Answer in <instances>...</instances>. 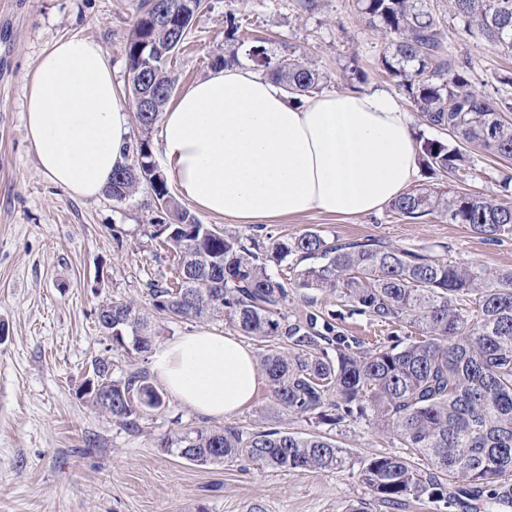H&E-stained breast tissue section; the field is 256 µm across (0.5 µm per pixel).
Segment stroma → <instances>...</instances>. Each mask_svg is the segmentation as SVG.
I'll list each match as a JSON object with an SVG mask.
<instances>
[{
    "label": "stroma",
    "instance_id": "stroma-1",
    "mask_svg": "<svg viewBox=\"0 0 512 512\" xmlns=\"http://www.w3.org/2000/svg\"><path fill=\"white\" fill-rule=\"evenodd\" d=\"M143 0H0V512H346L367 502L370 512H394L361 481L364 461L393 455L396 443L367 417L333 424L278 410L269 383L253 401L217 421L166 397L130 432L100 414L81 393L97 358L114 375L149 370L150 356L132 359L97 322L100 304L135 300L150 310L145 283L173 275L167 251L150 234L157 216L150 196L123 202L69 197L39 170L23 122L25 82L42 54L62 38L96 41L109 54L112 78L128 94L124 43ZM205 0L171 63L177 91L211 68L215 57L251 60L303 57L324 76L323 90L343 91L347 68L364 73L360 90L382 88L400 108L414 106L381 71L386 41L358 17L353 0ZM441 34L470 62L475 86L494 98L512 97L500 81L512 72V53L491 48L453 19L449 0H427ZM240 29L227 34V16ZM504 166L478 153L472 169L439 182L419 175L416 187L439 186L476 194L495 191ZM313 228L330 239L376 237L432 257H464L512 268V236L486 241L465 225L427 216L409 220L390 209L368 217L317 212L270 224L277 236ZM316 305L339 312L341 331L373 347L387 343L391 326L347 314L338 296L316 293ZM274 426L305 436L319 433L345 451L343 469L280 471L239 461L197 466L161 450L168 433L187 427Z\"/></svg>",
    "mask_w": 512,
    "mask_h": 512
}]
</instances>
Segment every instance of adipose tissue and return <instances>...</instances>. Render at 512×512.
<instances>
[{
	"label": "adipose tissue",
	"instance_id": "adipose-tissue-1",
	"mask_svg": "<svg viewBox=\"0 0 512 512\" xmlns=\"http://www.w3.org/2000/svg\"><path fill=\"white\" fill-rule=\"evenodd\" d=\"M25 125L41 173L71 197L103 195L130 161L126 102L97 42L61 39L41 56L26 79ZM158 137L168 180L196 210L236 224L374 215L418 176L410 117L385 91L298 101L246 63L196 80L162 113ZM151 370L216 419L247 406L262 381L254 353L211 327L161 345Z\"/></svg>",
	"mask_w": 512,
	"mask_h": 512
}]
</instances>
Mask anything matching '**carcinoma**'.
Instances as JSON below:
<instances>
[{
  "label": "carcinoma",
  "mask_w": 512,
  "mask_h": 512,
  "mask_svg": "<svg viewBox=\"0 0 512 512\" xmlns=\"http://www.w3.org/2000/svg\"><path fill=\"white\" fill-rule=\"evenodd\" d=\"M467 32L512 52V0H450ZM368 27L388 41L380 65L405 92L421 125L451 141L417 137L420 164L444 179L472 168L471 154L512 159V103L493 99L473 85L467 59L447 48L440 21L426 0H356ZM169 31L143 9L123 51L129 92L173 86ZM285 92L299 99L319 89L321 73L300 58L276 63ZM133 111L130 163L112 174L108 193L122 202L145 188L164 218L151 237L174 253L175 276L146 282L152 306L173 320L222 318L245 336L284 342L286 351L261 359L276 404L298 416L333 420L372 413L381 430L401 448L431 463L424 471L401 455L364 462L362 482L391 506L427 497L451 508L465 494L478 502L512 506V269L476 262L440 260L380 239L328 240L307 230L288 240L212 228L179 205L153 159L150 134L169 103ZM492 196L419 188L390 204L409 219L433 215L496 241L512 236V175ZM205 255L210 262L200 263ZM288 263L294 276L273 275L269 263ZM303 288L330 293L354 311L387 325L414 329L417 338L395 336L389 345L364 348L336 325V314L308 308L283 313ZM97 320L112 343L130 356L151 350L160 330L133 300L102 304ZM336 356H330V351ZM83 394L101 414L128 431H140L150 409L164 404L142 371L113 377L112 363L93 364V383ZM160 448L196 465L226 460L258 463L284 471L344 468L343 449L318 434L301 436L277 427L245 430L187 428L167 434Z\"/></svg>",
  "instance_id": "1"
}]
</instances>
